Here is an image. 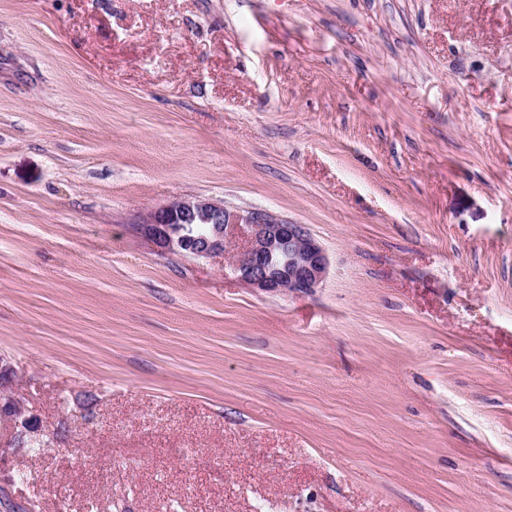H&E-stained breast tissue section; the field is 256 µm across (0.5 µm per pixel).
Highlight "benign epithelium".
Returning <instances> with one entry per match:
<instances>
[{"label": "benign epithelium", "mask_w": 512, "mask_h": 512, "mask_svg": "<svg viewBox=\"0 0 512 512\" xmlns=\"http://www.w3.org/2000/svg\"><path fill=\"white\" fill-rule=\"evenodd\" d=\"M241 231L245 245L232 272L246 285L268 292L308 294L328 271L323 247L304 224L257 208H232L200 197L184 198L141 213L138 233L164 253L209 258ZM14 370L0 359V425L34 426L15 397Z\"/></svg>", "instance_id": "obj_1"}]
</instances>
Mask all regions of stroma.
<instances>
[{"label":"stroma","instance_id":"1","mask_svg":"<svg viewBox=\"0 0 512 512\" xmlns=\"http://www.w3.org/2000/svg\"><path fill=\"white\" fill-rule=\"evenodd\" d=\"M307 225L312 293L163 253ZM0 512H512V0H0ZM138 224V233L161 252L197 259L223 253L224 242L241 231L245 245L232 272L244 284L268 292L311 293L328 271L326 252L306 225L268 210L189 197L141 213ZM14 370L0 359V425L8 424L13 428L34 426L30 416H25V410L15 397L12 380Z\"/></svg>","mask_w":512,"mask_h":512}]
</instances>
